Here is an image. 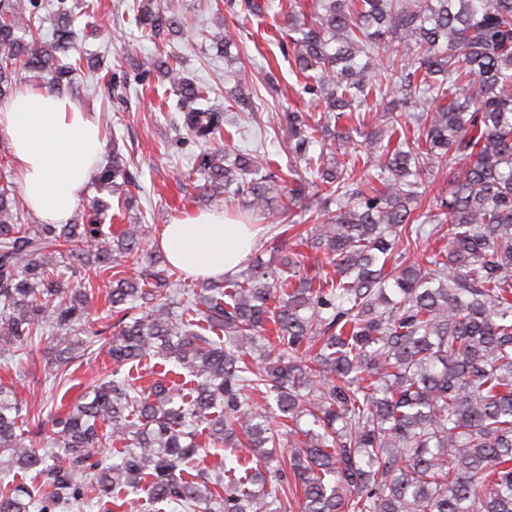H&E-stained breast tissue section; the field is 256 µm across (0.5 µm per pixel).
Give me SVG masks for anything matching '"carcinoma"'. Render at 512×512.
<instances>
[{
	"mask_svg": "<svg viewBox=\"0 0 512 512\" xmlns=\"http://www.w3.org/2000/svg\"><path fill=\"white\" fill-rule=\"evenodd\" d=\"M262 14V0H225ZM311 22L286 33L283 56L322 107L283 113L294 165L280 174L258 149L222 143L224 107L157 50L139 66L178 96L176 128L201 152L183 171L257 214L293 207L315 186L320 208L302 244L336 276L288 254L235 278L185 284L130 215L136 178L112 151L94 174L101 196L65 224H32L13 183L0 185V358L48 351L52 377L95 346L82 337L91 289L105 276L120 318L117 367L160 358L194 377L163 374L147 389L112 378L50 416L65 462L39 447L42 421L0 384V512L101 510L142 491L183 512H269L302 491L301 512H512V0H311ZM135 25L154 38L182 31L164 0H139ZM76 32L65 0H0V98L23 81L73 82L63 57ZM219 51L228 27L206 34ZM393 88L419 109L407 121L372 101ZM374 127L363 149L334 159L318 137ZM444 178L435 208L418 188ZM336 209H330V204ZM130 220L116 231L104 221ZM149 258L138 277L127 259ZM145 311L131 314L138 303ZM274 396L292 439L254 395ZM310 427H301L302 418ZM234 453L224 482L190 471L205 445ZM113 447V462L105 448Z\"/></svg>",
	"mask_w": 512,
	"mask_h": 512,
	"instance_id": "carcinoma-1",
	"label": "carcinoma"
}]
</instances>
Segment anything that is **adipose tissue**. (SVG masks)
Returning <instances> with one entry per match:
<instances>
[{
  "instance_id": "ef3b65f1",
  "label": "adipose tissue",
  "mask_w": 512,
  "mask_h": 512,
  "mask_svg": "<svg viewBox=\"0 0 512 512\" xmlns=\"http://www.w3.org/2000/svg\"><path fill=\"white\" fill-rule=\"evenodd\" d=\"M0 137L11 147L26 205L45 223L68 222L102 158L97 116L47 86L26 83L0 107ZM263 231L215 208L165 225L159 244L185 275L219 280L247 263Z\"/></svg>"
}]
</instances>
